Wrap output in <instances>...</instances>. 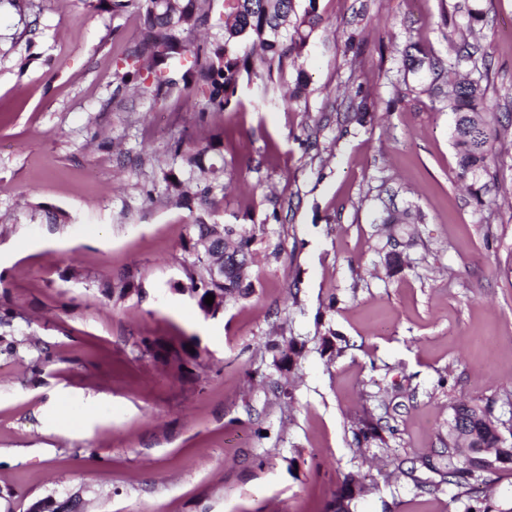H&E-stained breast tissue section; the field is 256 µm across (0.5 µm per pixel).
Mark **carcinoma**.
Segmentation results:
<instances>
[{
  "label": "carcinoma",
  "instance_id": "1",
  "mask_svg": "<svg viewBox=\"0 0 512 512\" xmlns=\"http://www.w3.org/2000/svg\"><path fill=\"white\" fill-rule=\"evenodd\" d=\"M94 8L106 7L112 14L133 12L140 18L137 39L115 60L116 90L132 88L151 103L163 102L177 94L190 99L198 111L224 112L243 82L284 76L286 68L296 70L292 100L302 107L301 89L305 72L298 64L312 34L322 21L318 0H97ZM465 34L477 39L484 23L482 9L464 3ZM218 30V36L195 44L201 29ZM475 43H465L463 52L443 63L426 51L411 59L410 71L430 74L420 91L445 102L455 116L450 132L457 155L459 176L489 173L492 153L491 118L485 89L475 81L455 78L460 66L471 57ZM223 134L202 147H186L180 140L169 148L171 164L163 172L168 196L182 203L196 196L208 210L224 207V154L219 145ZM421 221L410 209H387L382 224H415ZM204 255L192 253L184 260L188 285L200 289V299L212 294L224 302L246 298L255 292L245 269L265 241L267 224L241 228L234 240L222 242L203 221L193 225ZM224 246V281L211 277V256L207 249ZM484 457L496 460V469L512 465V445L503 439L497 422L477 405L453 407L448 425V471L443 477L462 486L479 480V463Z\"/></svg>",
  "mask_w": 512,
  "mask_h": 512
}]
</instances>
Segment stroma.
<instances>
[{
	"instance_id": "35a3bbf8",
	"label": "stroma",
	"mask_w": 512,
	"mask_h": 512,
	"mask_svg": "<svg viewBox=\"0 0 512 512\" xmlns=\"http://www.w3.org/2000/svg\"><path fill=\"white\" fill-rule=\"evenodd\" d=\"M463 4L320 0L306 111L255 81L201 116L117 92L134 13L0 0V512L70 495L81 512L512 507V469L472 493L441 480L453 405L512 443V0H481L467 67L500 119L488 175L459 177L452 113L403 79L409 45L452 54ZM216 133V222L278 211L280 253L258 251L260 288L212 318L182 291L203 208L161 170L174 140ZM389 200L422 216L395 273ZM367 414L384 440L361 447Z\"/></svg>"
}]
</instances>
